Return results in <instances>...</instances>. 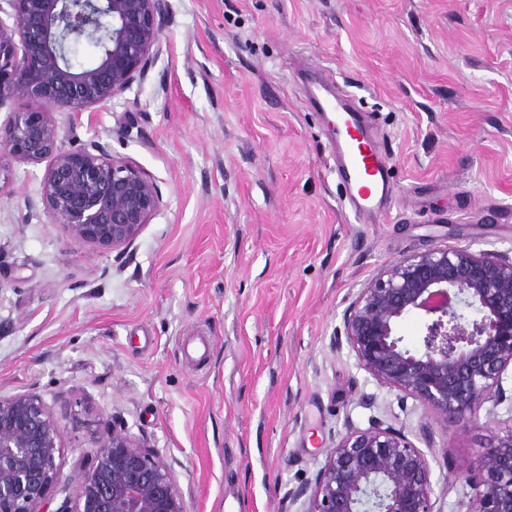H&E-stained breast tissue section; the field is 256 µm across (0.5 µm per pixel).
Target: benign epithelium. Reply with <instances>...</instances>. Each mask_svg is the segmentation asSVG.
<instances>
[{"label":"benign epithelium","mask_w":512,"mask_h":512,"mask_svg":"<svg viewBox=\"0 0 512 512\" xmlns=\"http://www.w3.org/2000/svg\"><path fill=\"white\" fill-rule=\"evenodd\" d=\"M0 5V106L15 96L42 109L0 123V160L47 166L41 197L51 224L76 242L126 251L163 206L156 180L104 147L67 149L65 126L143 81L162 50L168 0H4ZM85 39L97 61L77 65ZM473 310L477 317L469 318ZM424 313L421 346L395 334ZM379 384L448 419L496 407L512 367V258L468 246H437L383 268L362 289L331 339ZM67 405L33 391L0 394V512H49L52 486L69 491L55 512H187L170 469L123 426L95 437L91 459L68 475L56 464ZM464 512H512V426L494 436L462 477ZM430 466L406 435L374 424L348 427L314 483L288 490L302 512H433Z\"/></svg>","instance_id":"obj_1"}]
</instances>
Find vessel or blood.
<instances>
[{
	"label": "vessel or blood",
	"mask_w": 512,
	"mask_h": 512,
	"mask_svg": "<svg viewBox=\"0 0 512 512\" xmlns=\"http://www.w3.org/2000/svg\"><path fill=\"white\" fill-rule=\"evenodd\" d=\"M313 100L321 111L336 115L328 132L336 146V173L350 205L362 216L381 213L393 195L392 175L378 155L360 111L338 95L317 94Z\"/></svg>",
	"instance_id": "vessel-or-blood-1"
}]
</instances>
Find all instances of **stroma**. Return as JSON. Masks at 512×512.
I'll return each instance as SVG.
<instances>
[{
    "instance_id": "obj_1",
    "label": "stroma",
    "mask_w": 512,
    "mask_h": 512,
    "mask_svg": "<svg viewBox=\"0 0 512 512\" xmlns=\"http://www.w3.org/2000/svg\"><path fill=\"white\" fill-rule=\"evenodd\" d=\"M162 29L144 81L64 141L156 179L163 206L125 254L72 241L46 217L44 165L8 163L0 394L74 402L66 474L120 421L188 512H289L346 426L377 421L425 454L434 512H459L460 476L512 426V369L494 411L447 421L330 338L390 262L447 244L512 258V0H169ZM308 70L367 111L394 176L379 220L341 198Z\"/></svg>"
}]
</instances>
